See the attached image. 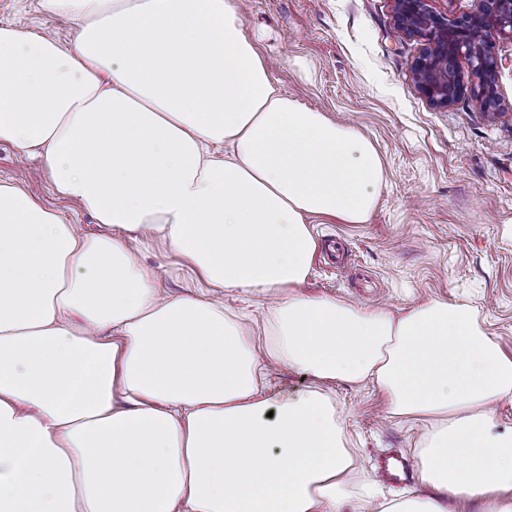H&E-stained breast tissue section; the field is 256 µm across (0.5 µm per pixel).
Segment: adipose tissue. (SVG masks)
I'll list each match as a JSON object with an SVG mask.
<instances>
[{"mask_svg": "<svg viewBox=\"0 0 512 512\" xmlns=\"http://www.w3.org/2000/svg\"><path fill=\"white\" fill-rule=\"evenodd\" d=\"M0 24V143L57 199L0 181V512H342L356 455L330 386L423 422L420 492L377 512H512V356L464 304L394 314L303 287L312 222L366 223L383 164L282 92L240 0H36ZM157 240L203 288L163 291ZM269 298L265 336L213 290ZM311 376L267 393L272 368ZM31 2V0H0V22L24 21L38 29H41V27L48 28L62 42L67 43L71 36L69 22L62 19L45 21L34 12ZM40 163L37 159L21 157L15 149L0 143V181H10L30 193L43 198L48 204L63 210L72 224H80L83 232L98 231L91 217L76 203H62L54 200L44 178H38L35 171Z\"/></svg>", "mask_w": 512, "mask_h": 512, "instance_id": "ef3b65f1", "label": "adipose tissue"}]
</instances>
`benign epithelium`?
Returning <instances> with one entry per match:
<instances>
[{"label": "benign epithelium", "mask_w": 512, "mask_h": 512, "mask_svg": "<svg viewBox=\"0 0 512 512\" xmlns=\"http://www.w3.org/2000/svg\"><path fill=\"white\" fill-rule=\"evenodd\" d=\"M431 0H393L397 28L407 36L425 41L420 55L412 63L419 90L435 106L446 107L464 91L457 72L446 67L450 59L470 56V48L487 31L495 37L512 36V0H475L471 13L460 18L439 14L429 5ZM498 64L489 53L471 62L472 76L481 87V111L502 116L508 109L497 94Z\"/></svg>", "instance_id": "obj_1"}]
</instances>
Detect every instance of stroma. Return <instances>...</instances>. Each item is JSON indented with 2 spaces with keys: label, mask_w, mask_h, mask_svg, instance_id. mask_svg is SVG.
Instances as JSON below:
<instances>
[{
  "label": "stroma",
  "mask_w": 512,
  "mask_h": 512,
  "mask_svg": "<svg viewBox=\"0 0 512 512\" xmlns=\"http://www.w3.org/2000/svg\"><path fill=\"white\" fill-rule=\"evenodd\" d=\"M6 21L71 36L69 22L44 21L31 0H0ZM245 29L282 90L355 123L384 165L367 223L314 225L317 241L337 236L348 248L334 260L315 253L308 293L395 312L433 297L464 301L512 355V115L482 114L468 60L457 61L463 96L436 107L411 72L423 41L398 31L392 0H245ZM39 166L0 143V181L48 201ZM333 392L359 478L387 498L417 487L384 479L379 466L414 458L424 425L386 419L374 386L339 383Z\"/></svg>",
  "instance_id": "obj_1"
}]
</instances>
